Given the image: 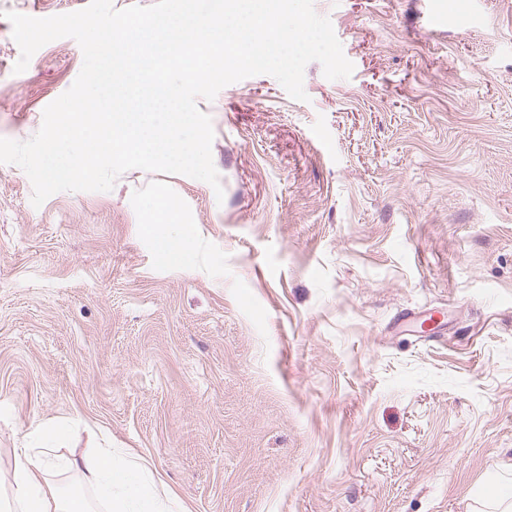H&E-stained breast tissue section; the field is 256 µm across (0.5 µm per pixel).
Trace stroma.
<instances>
[{"label": "stroma", "mask_w": 512, "mask_h": 512, "mask_svg": "<svg viewBox=\"0 0 512 512\" xmlns=\"http://www.w3.org/2000/svg\"><path fill=\"white\" fill-rule=\"evenodd\" d=\"M0 0V138L25 141L83 64L69 37L14 73ZM349 79L272 76L197 106L223 197L123 173L41 207L0 164V494L15 449L137 457L191 512H477L512 487V0H313ZM177 200L190 260L147 236ZM438 308L429 334L402 312Z\"/></svg>", "instance_id": "obj_1"}]
</instances>
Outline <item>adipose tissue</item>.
Segmentation results:
<instances>
[{
    "mask_svg": "<svg viewBox=\"0 0 512 512\" xmlns=\"http://www.w3.org/2000/svg\"><path fill=\"white\" fill-rule=\"evenodd\" d=\"M153 213L147 232L154 234L173 267H183L189 254L167 233L168 225L176 223L180 213L178 203L169 197L158 198ZM59 462L44 448L16 449L9 492L0 497V512H92L83 494H65L47 482L48 472ZM60 463L74 469L84 484L96 489L112 512H187L175 493L156 490L152 479L141 476L135 460L118 456L113 449L91 448Z\"/></svg>",
    "mask_w": 512,
    "mask_h": 512,
    "instance_id": "ef3b65f1",
    "label": "adipose tissue"
}]
</instances>
